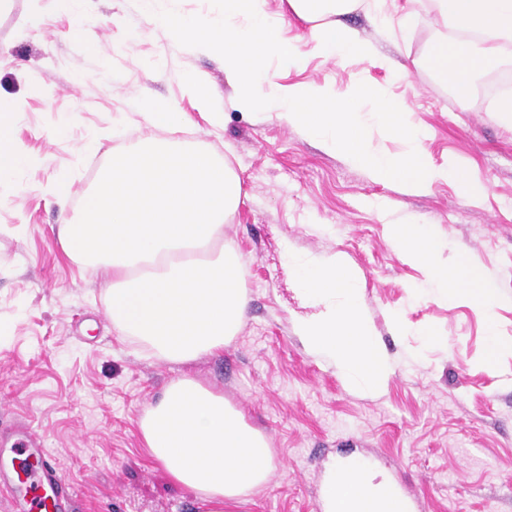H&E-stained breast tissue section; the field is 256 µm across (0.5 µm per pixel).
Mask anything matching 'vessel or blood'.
<instances>
[{"instance_id":"1","label":"vessel or blood","mask_w":512,"mask_h":512,"mask_svg":"<svg viewBox=\"0 0 512 512\" xmlns=\"http://www.w3.org/2000/svg\"><path fill=\"white\" fill-rule=\"evenodd\" d=\"M12 433L16 438L10 449L14 460L0 462V488L11 493L15 512H75V503L58 462L44 444L34 441L29 423L16 421ZM372 466L373 461L368 457H338L336 477L322 487L317 512H337L338 479ZM386 504L389 512H412L413 508L408 489L397 480L390 483Z\"/></svg>"}]
</instances>
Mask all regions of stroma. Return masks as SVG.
<instances>
[{
	"instance_id": "35a3bbf8",
	"label": "stroma",
	"mask_w": 512,
	"mask_h": 512,
	"mask_svg": "<svg viewBox=\"0 0 512 512\" xmlns=\"http://www.w3.org/2000/svg\"><path fill=\"white\" fill-rule=\"evenodd\" d=\"M344 22L377 39L406 77L311 54L308 28L296 20L285 36L307 64L296 71L270 62L277 82L328 81L341 91L364 83L406 102L430 132L432 160L471 164L488 187L482 201L448 183L426 196L406 193L274 117L235 110L222 59L173 44L137 0H82L76 11L66 0H11L0 12V110L34 158L0 182V422H30L81 512H210L148 460L136 425L183 375L223 392L274 449L268 485L233 512H315L318 474L339 450L379 456L378 477L403 480L419 512H512V354L484 365L487 324L474 304L410 299L423 271L395 254L375 208L437 224L453 251L496 282L495 317L512 337V130L490 113L512 91V63L478 77L462 101L418 65L433 28L393 41L378 37L364 12ZM189 71L207 81L222 123L186 94ZM137 101L188 112L177 139L227 160L241 180L225 233L245 262L247 319L223 353L186 364L149 357L113 332L102 277L67 257L57 236L112 151L146 133ZM287 244L343 254L362 272L365 311L394 368L379 395L348 389L295 336V321L317 309L294 285ZM396 312L435 328L446 345L396 335Z\"/></svg>"
}]
</instances>
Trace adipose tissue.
I'll list each match as a JSON object with an SVG mask.
<instances>
[{"instance_id":"obj_1","label":"adipose tissue","mask_w":512,"mask_h":512,"mask_svg":"<svg viewBox=\"0 0 512 512\" xmlns=\"http://www.w3.org/2000/svg\"><path fill=\"white\" fill-rule=\"evenodd\" d=\"M181 2L140 0L145 17L164 28L174 44L222 58L235 109L274 116L373 180L398 182L418 195L447 182L459 185L470 201L486 196L487 185L461 161H432L426 146L430 133L410 121L404 103L384 95L367 97L358 87L342 92L327 82L284 88L275 83L269 63L275 59L291 69L305 65L308 55L284 36L296 18L310 25L311 53L328 60L358 59L403 77L399 64L343 23V16L364 9L389 37L408 36L425 25L439 28L440 36L428 45L420 64L465 100L478 76L512 59V0H406L393 9L388 0H280L276 13L268 10L267 0H220L219 20L185 13ZM371 125L399 138L403 151L375 149L368 137ZM389 229L393 250L424 272L423 285L410 288L411 298L465 299L491 310L495 283L464 259L444 260L448 241L436 225L412 217ZM284 258L300 292L320 308L316 316L297 323L302 344L332 363L351 390L381 392L393 367L365 313L361 272L339 253L314 255L288 247ZM137 425L146 456L174 482L194 490L212 512L246 501L274 470L269 437L223 394L187 375L171 380Z\"/></svg>"}]
</instances>
